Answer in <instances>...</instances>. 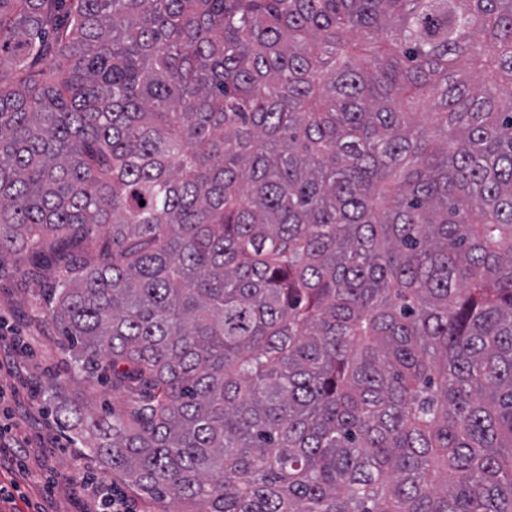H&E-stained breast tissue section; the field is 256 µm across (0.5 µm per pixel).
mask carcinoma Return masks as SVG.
Masks as SVG:
<instances>
[{
  "mask_svg": "<svg viewBox=\"0 0 512 512\" xmlns=\"http://www.w3.org/2000/svg\"><path fill=\"white\" fill-rule=\"evenodd\" d=\"M22 250L140 495L512 512V0H0Z\"/></svg>",
  "mask_w": 512,
  "mask_h": 512,
  "instance_id": "1",
  "label": "carcinoma"
}]
</instances>
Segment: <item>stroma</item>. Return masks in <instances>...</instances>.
<instances>
[{
    "label": "stroma",
    "instance_id": "35a3bbf8",
    "mask_svg": "<svg viewBox=\"0 0 512 512\" xmlns=\"http://www.w3.org/2000/svg\"><path fill=\"white\" fill-rule=\"evenodd\" d=\"M30 263L23 253L0 257V335L6 341L0 348V393L5 396L1 406L26 452L25 470L0 466V482L20 487L14 512H36L41 503L34 475L66 474L75 452L88 448L76 435L57 429L55 407L43 392L45 384L55 383L62 403L101 418L130 405L125 393L75 371L61 336L40 307L48 279L32 281L21 275ZM15 343L23 345L24 354L12 364L7 347Z\"/></svg>",
    "mask_w": 512,
    "mask_h": 512
}]
</instances>
